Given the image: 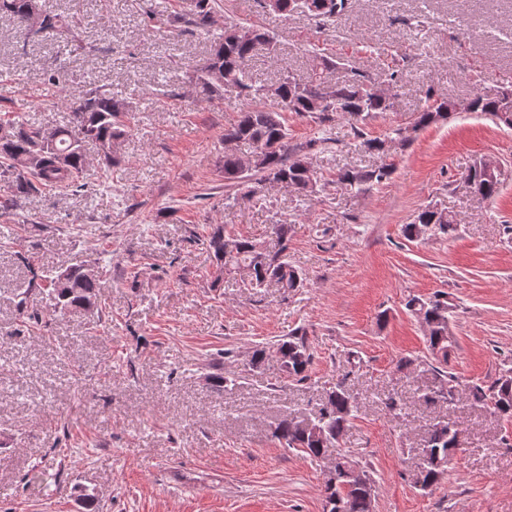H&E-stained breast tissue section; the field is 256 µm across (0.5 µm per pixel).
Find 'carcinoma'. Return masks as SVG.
I'll use <instances>...</instances> for the list:
<instances>
[{
    "label": "carcinoma",
    "instance_id": "cac0c4a2",
    "mask_svg": "<svg viewBox=\"0 0 512 512\" xmlns=\"http://www.w3.org/2000/svg\"><path fill=\"white\" fill-rule=\"evenodd\" d=\"M33 0H0V13L12 15L21 27L24 39L35 41L50 34L62 37L66 43L85 49L83 31L76 21L60 13L38 8V22L27 23ZM212 0H181V9L172 13L166 9L153 10L150 21L158 26L194 27L205 33L213 26ZM278 10L274 14L286 19L295 13H303L322 27L334 24L348 9L349 0H276ZM276 44L275 34L256 25L230 23L213 37L209 58L190 72V83L195 96L201 101L221 97L230 89L244 93L245 107L238 121L224 130V142L246 143L250 154L261 157L260 163L244 169L242 157L231 150L224 152V181L236 187L250 186L245 193L254 197L268 185L301 194L315 193L320 187L321 176L310 161V154L319 149L327 139L309 140L293 144L288 139V127L283 113L291 112L301 118L324 125L337 113L347 114L356 121L383 114L393 108V102L377 96L371 88V80L358 72L341 80L332 81L331 72L336 61L310 52L311 64L305 75L283 73L270 84H254L249 73V63L261 49L271 51ZM469 111L488 115L498 125L512 128V95L500 93L485 95L476 92L469 99ZM138 111V103L118 98L110 90L91 87L82 91L74 102L68 124L49 128L27 119L23 115L0 118V219L16 217L26 201L47 188H59L79 193L84 190L89 162L85 146L92 143L103 152L101 164L112 168L120 163L114 151L129 128L132 113ZM456 111L455 103L444 96L432 99V103L418 113L413 131L444 124ZM402 128H395L385 138H365L360 129L364 152L372 155L389 154L388 142L399 140L407 145L411 138L401 137ZM53 138V146L38 151L41 141ZM389 164L364 168L339 169L332 182L347 190L361 192L368 186L381 184L389 179ZM461 178L472 184L474 194L482 200L495 198L503 184V170L497 160L483 156L470 165ZM432 225L431 234H452L457 221L445 210L431 205L420 208L412 221L404 225L403 233L409 240L416 239L419 229ZM272 231L280 242L275 252L265 250L249 238L224 235V225L212 229L207 246L216 260L215 281L224 275L235 274L243 280V286L257 291L273 283L283 293L296 291L303 286V274L294 268L287 258L288 224H274ZM19 260L29 273L27 288L20 293L18 305L28 319L43 320L40 303L47 301L54 309L75 315L93 313L98 303L99 276L95 269L84 264L70 265L55 272L35 267L31 258L21 254ZM408 311L424 315L428 349L436 360L448 361V301L435 297L422 299L410 297ZM276 358L282 378L301 381L312 362V353L305 334L293 333L280 341ZM440 385L420 396L426 405L448 401L445 391L455 382L453 376L435 367ZM473 405L485 407L488 399L495 401L494 415L512 421V379L497 380L486 388L473 384L468 389ZM356 409L354 397L339 386L326 393L313 422L322 424L324 433L316 435L298 427V422L284 418L273 431V436L290 448H298L314 457L322 456L326 448L336 449L338 471L336 485H324L323 512H336V498L348 505V512H372L375 487L357 483L355 472L369 477L365 467L349 458L340 448V440L347 431ZM422 451L425 461L421 471L422 485L436 484L448 463L457 453V430L448 421L432 423L424 439Z\"/></svg>",
    "mask_w": 512,
    "mask_h": 512
}]
</instances>
